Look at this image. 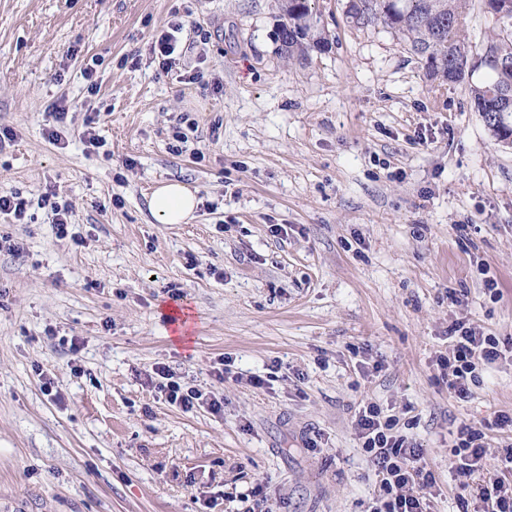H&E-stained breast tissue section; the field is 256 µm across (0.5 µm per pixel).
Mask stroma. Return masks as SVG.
Wrapping results in <instances>:
<instances>
[{"instance_id":"stroma-1","label":"stroma","mask_w":512,"mask_h":512,"mask_svg":"<svg viewBox=\"0 0 512 512\" xmlns=\"http://www.w3.org/2000/svg\"><path fill=\"white\" fill-rule=\"evenodd\" d=\"M346 3L311 0L336 41L290 60L278 0H0V195L29 201L0 214L24 247L0 251V512H245L258 487L275 512H365L370 402L424 448L434 512H458L453 434L512 415V357L464 399L440 360L458 319L512 338V146ZM166 181L195 190L188 223L151 216ZM158 366L223 411L169 404Z\"/></svg>"}]
</instances>
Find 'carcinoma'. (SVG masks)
Masks as SVG:
<instances>
[{"label":"carcinoma","mask_w":512,"mask_h":512,"mask_svg":"<svg viewBox=\"0 0 512 512\" xmlns=\"http://www.w3.org/2000/svg\"><path fill=\"white\" fill-rule=\"evenodd\" d=\"M499 13L478 42L466 19L472 0H347L345 16L362 28L382 26L403 40L428 77L467 82L475 111L497 142L512 137V0H495ZM277 39L288 58L331 47L309 0H281Z\"/></svg>","instance_id":"cac0c4a2"}]
</instances>
